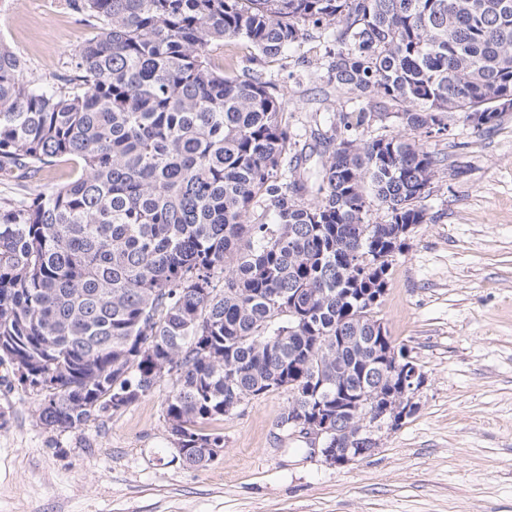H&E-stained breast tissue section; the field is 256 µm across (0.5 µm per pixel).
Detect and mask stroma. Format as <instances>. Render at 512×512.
<instances>
[{
  "mask_svg": "<svg viewBox=\"0 0 512 512\" xmlns=\"http://www.w3.org/2000/svg\"><path fill=\"white\" fill-rule=\"evenodd\" d=\"M97 32L65 0H0V41L43 77ZM324 53L315 41L261 59L244 42L213 49L231 57L232 74L276 84L302 145L344 102L318 78ZM433 147L448 168L377 310L426 380L415 413L373 455L327 465L278 428L288 406L279 390L214 421L224 448L191 469L165 422L169 379L59 434L41 427L37 397L0 365V512H512V112L488 132L451 120Z\"/></svg>",
  "mask_w": 512,
  "mask_h": 512,
  "instance_id": "1",
  "label": "stroma"
}]
</instances>
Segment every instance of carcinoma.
Wrapping results in <instances>:
<instances>
[{"mask_svg": "<svg viewBox=\"0 0 512 512\" xmlns=\"http://www.w3.org/2000/svg\"><path fill=\"white\" fill-rule=\"evenodd\" d=\"M99 34L47 80L0 41V180L61 162L58 183L0 196V365L62 433L151 394L182 462L207 424L271 391L277 426L322 406L330 448L377 447L370 401L401 392L403 353L376 297L448 157V114L489 131L512 96V0H65ZM315 39L346 97L307 156L271 83L215 67L210 46L275 57ZM386 211L383 224L373 208Z\"/></svg>", "mask_w": 512, "mask_h": 512, "instance_id": "carcinoma-1", "label": "carcinoma"}]
</instances>
